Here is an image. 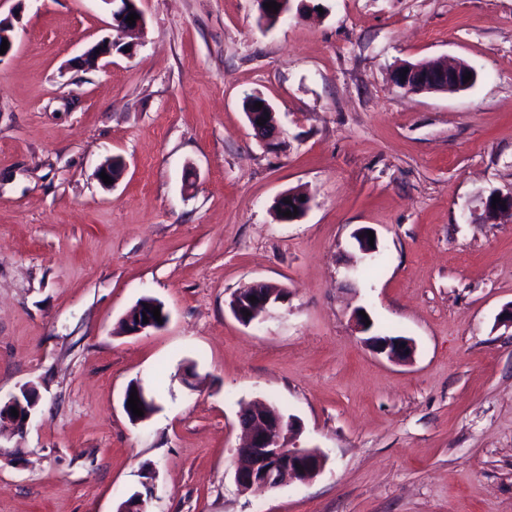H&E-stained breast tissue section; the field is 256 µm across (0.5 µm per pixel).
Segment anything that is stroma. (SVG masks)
I'll list each match as a JSON object with an SVG mask.
<instances>
[{"mask_svg": "<svg viewBox=\"0 0 512 512\" xmlns=\"http://www.w3.org/2000/svg\"><path fill=\"white\" fill-rule=\"evenodd\" d=\"M259 22L255 0H138L131 49L105 0H0V398L34 385L24 439L0 441V512H512V0H317ZM461 59L457 93L407 95L400 65ZM262 95L283 131L255 138ZM127 168L112 187L106 159ZM310 208L278 221L276 198ZM377 232L378 272L352 271ZM284 288L242 325L232 295ZM144 297L160 329L119 333ZM413 340L393 362L361 341ZM191 385L180 379L187 366ZM134 382L150 417L122 407ZM298 418L317 477L242 492L238 414ZM257 97H259L262 100L261 102L263 103V106L260 109L262 112H248L249 105L251 103V99L248 98L243 104L244 111L246 112L247 115V120L249 122V125L253 129L255 135L259 138L260 141L264 142L266 145L270 147H277L279 144L278 140L280 137V132L277 129L275 123V128L273 130H270V128L265 123L264 126H260L257 124V121H260V117H263L264 119L265 114H270L271 116L274 117L273 107L270 104V102L263 98L262 96L258 95ZM493 196H500V203H495L496 208H492ZM502 201H506L505 206H502ZM481 204L483 207L484 219L487 223H496V220L503 212H509L512 215V193L501 194L493 192L487 197L482 198Z\"/></svg>", "mask_w": 512, "mask_h": 512, "instance_id": "1", "label": "stroma"}]
</instances>
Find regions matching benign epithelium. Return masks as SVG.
Returning a JSON list of instances; mask_svg holds the SVG:
<instances>
[{"instance_id": "7a95c632", "label": "benign epithelium", "mask_w": 512, "mask_h": 512, "mask_svg": "<svg viewBox=\"0 0 512 512\" xmlns=\"http://www.w3.org/2000/svg\"><path fill=\"white\" fill-rule=\"evenodd\" d=\"M118 22L122 26L118 30L123 36L128 32L141 30L145 25V16L141 10H136L138 19L134 25H129L126 18L130 11L118 7ZM114 40L99 41L90 47L81 56L82 65L92 68L112 55ZM472 74L468 81L464 75ZM477 80L476 70L465 62L455 64L433 65L429 61L408 64L405 68H397L392 77L394 86L408 94L421 92H460L470 88ZM259 112L247 113V120L255 135L260 141L270 147L278 146L280 132L268 126H260L257 121L267 114H273V107L266 99ZM484 219L494 223L505 212L512 214V193L500 195V203L493 204V195L481 199ZM256 301H250V297ZM285 301V291L265 282H257L250 288L235 294L230 303L234 317L243 325L248 326L255 322L264 321L272 317L278 304ZM148 322H143V317ZM157 321L151 310H143V314L132 319L126 318V334L137 335L156 329ZM363 343L375 353L384 355L390 360H406L413 353V342L402 336L397 339L367 336ZM137 390L140 400L139 407L145 408L155 404L145 387L135 382L127 387L122 406L133 422L145 420L137 417L128 406V399L132 390ZM39 401L37 390L32 385H26L20 394L10 397L6 402L0 403V424L8 423L13 426L14 434L23 436L28 423ZM16 409L19 416L14 417L11 409ZM239 424L244 432V442L237 448L239 465L235 471V482L243 491L269 490L285 486L293 481H308L320 474L326 465V456L316 447H300L290 445L292 438L299 435L301 425L293 417L284 418L279 411L271 405H258L245 409L239 415Z\"/></svg>"}]
</instances>
